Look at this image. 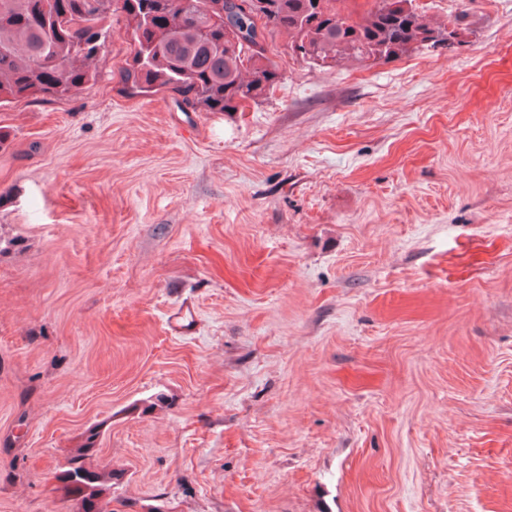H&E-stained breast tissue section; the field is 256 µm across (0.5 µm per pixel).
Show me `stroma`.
Here are the masks:
<instances>
[{"instance_id":"obj_1","label":"stroma","mask_w":512,"mask_h":512,"mask_svg":"<svg viewBox=\"0 0 512 512\" xmlns=\"http://www.w3.org/2000/svg\"><path fill=\"white\" fill-rule=\"evenodd\" d=\"M239 112L0 105V512H512V0ZM186 312L174 332L169 316ZM98 433L91 430L86 437V443L68 461V468L61 473V479L70 487L71 491L82 495L83 512H102L100 495L102 493L101 475L94 470L87 459L94 449Z\"/></svg>"}]
</instances>
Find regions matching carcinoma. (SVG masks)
I'll list each match as a JSON object with an SVG mask.
<instances>
[{
	"instance_id": "obj_1",
	"label": "carcinoma",
	"mask_w": 512,
	"mask_h": 512,
	"mask_svg": "<svg viewBox=\"0 0 512 512\" xmlns=\"http://www.w3.org/2000/svg\"><path fill=\"white\" fill-rule=\"evenodd\" d=\"M265 35H288L290 48L316 65L396 60L455 36L431 23L415 0H372L354 14L346 0H264ZM234 0H0V104L39 95L65 97L96 80L90 69L110 36L106 19L125 22L131 62L118 71L121 90L148 97L168 92L195 112L237 111L281 81L255 23ZM230 21L238 37L224 28ZM97 432L68 461L61 479L82 495L83 512H103L101 475L88 463Z\"/></svg>"
}]
</instances>
